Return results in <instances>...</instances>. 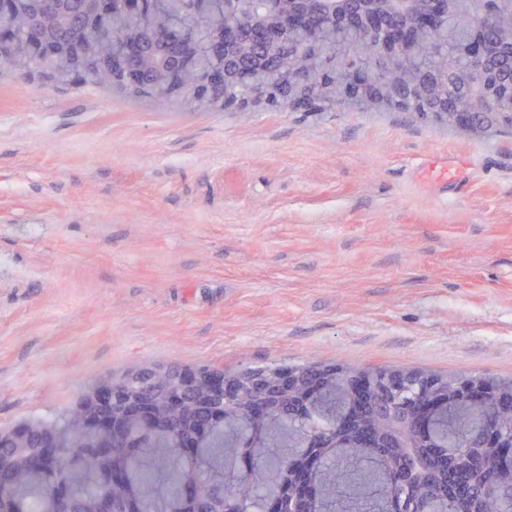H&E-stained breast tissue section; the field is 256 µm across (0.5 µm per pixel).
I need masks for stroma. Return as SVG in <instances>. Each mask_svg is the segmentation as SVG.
Listing matches in <instances>:
<instances>
[{
  "label": "stroma",
  "mask_w": 512,
  "mask_h": 512,
  "mask_svg": "<svg viewBox=\"0 0 512 512\" xmlns=\"http://www.w3.org/2000/svg\"><path fill=\"white\" fill-rule=\"evenodd\" d=\"M303 362L512 376V133L0 66V429L140 368Z\"/></svg>",
  "instance_id": "35a3bbf8"
}]
</instances>
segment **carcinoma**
Wrapping results in <instances>:
<instances>
[{
	"instance_id": "cac0c4a2",
	"label": "carcinoma",
	"mask_w": 512,
	"mask_h": 512,
	"mask_svg": "<svg viewBox=\"0 0 512 512\" xmlns=\"http://www.w3.org/2000/svg\"><path fill=\"white\" fill-rule=\"evenodd\" d=\"M268 25L262 52L272 66L262 74L279 83V72H305L312 86L300 108L330 112L336 98L351 96L370 73L364 70L370 42L361 31L331 18L288 20L286 0H235L212 12L200 0H0V65L27 69L62 90L122 91L162 104L205 112L234 110L256 71L213 51L216 38L230 45L257 21ZM479 23L474 0H455L450 17L436 29L405 32L406 59L391 69L377 61L374 85L396 76L425 77L444 70L468 71L463 49ZM450 128L512 131L507 105L486 111L463 109ZM302 374L280 396L265 388L236 399L211 393L207 419L195 409L194 393L178 410L160 399L146 406L166 418L169 430L154 429L144 414L129 410L112 453L74 462V449L87 438L80 408L27 421L34 428L32 451H13L11 431L0 430V482L10 493L0 512H51L45 487L64 476L77 512H96L98 478L112 473V501L134 512H267L271 499L294 491L296 474L310 489L302 512H512V461L480 441L487 433L512 441V377L473 375L489 388L482 400L457 392L455 375H438L447 393L430 418L426 439L408 433L414 408L431 390L397 383L400 371L383 366L309 362L288 365ZM376 381L371 401L358 407L355 382ZM265 403L261 416L248 413L252 399ZM209 425L197 446L175 447L172 438H192ZM142 433V448L125 447Z\"/></svg>"
}]
</instances>
